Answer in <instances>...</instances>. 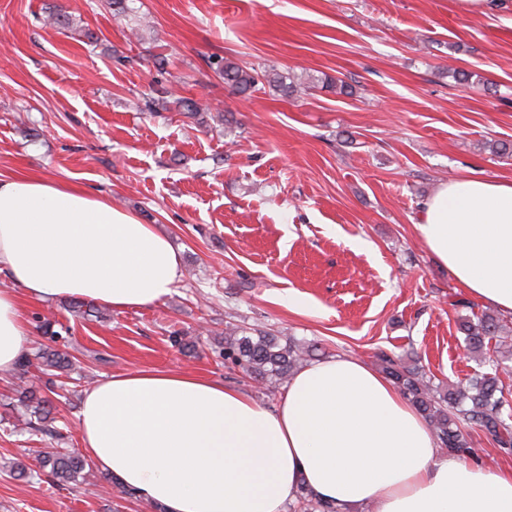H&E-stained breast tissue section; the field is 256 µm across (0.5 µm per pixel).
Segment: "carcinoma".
<instances>
[{"label":"carcinoma","mask_w":512,"mask_h":512,"mask_svg":"<svg viewBox=\"0 0 512 512\" xmlns=\"http://www.w3.org/2000/svg\"><path fill=\"white\" fill-rule=\"evenodd\" d=\"M215 73L240 94L255 89L260 80L287 95L300 96L313 88L312 77L301 79L288 77L276 69L259 72L229 58L211 63ZM171 105L190 115L204 111L198 102L184 98L170 100L161 89H153L146 97L145 108L157 111V106ZM48 343L35 352L43 369L50 373L47 383L69 373L73 361L68 352L57 347L58 332L48 318L40 326ZM463 333L465 354L487 364L490 370L477 372L461 382H450L443 388L434 384L423 366L415 359L399 354L382 352L378 355L382 372L402 394L422 412L425 420L438 439L440 447L462 458L470 455L469 431L480 430L489 435L505 454L512 453V402L504 377L512 371V343L506 341L512 334V326L501 316L488 311L472 313L459 323ZM494 347H489L490 342ZM320 348L294 338L286 339L266 330L229 324L224 331V360L242 369L251 377L265 383L288 381L304 364L318 356ZM19 401L26 409L25 425L41 431L37 424L49 414V398L36 391L21 390ZM42 467L59 486L75 485L86 479L90 472L87 460L77 452H62L55 448L41 453ZM296 508L298 512H337L336 507L322 501L307 491L300 492Z\"/></svg>","instance_id":"obj_1"}]
</instances>
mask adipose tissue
Listing matches in <instances>:
<instances>
[{
	"instance_id": "adipose-tissue-1",
	"label": "adipose tissue",
	"mask_w": 512,
	"mask_h": 512,
	"mask_svg": "<svg viewBox=\"0 0 512 512\" xmlns=\"http://www.w3.org/2000/svg\"><path fill=\"white\" fill-rule=\"evenodd\" d=\"M415 229L470 296L512 314V182L441 183ZM0 273L4 375L31 341L19 291L145 307L170 294L181 262L109 198L1 177ZM78 433L100 469L165 512H285L303 488L339 512H512V468L440 454L422 414L351 355L303 365L270 408L179 370L116 373L85 390Z\"/></svg>"
}]
</instances>
